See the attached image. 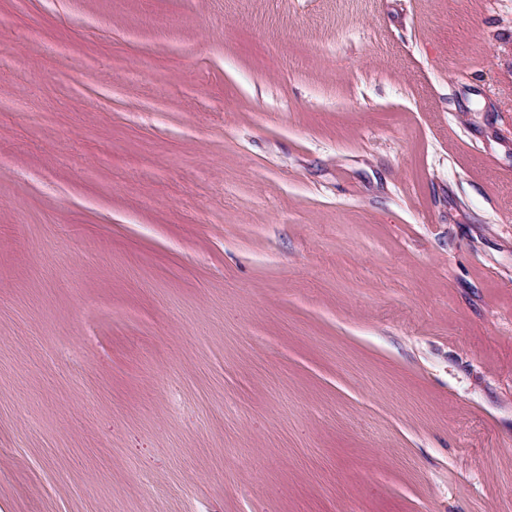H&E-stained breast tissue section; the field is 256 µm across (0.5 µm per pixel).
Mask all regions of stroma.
<instances>
[{
	"mask_svg": "<svg viewBox=\"0 0 512 512\" xmlns=\"http://www.w3.org/2000/svg\"><path fill=\"white\" fill-rule=\"evenodd\" d=\"M0 512H512V0H0Z\"/></svg>",
	"mask_w": 512,
	"mask_h": 512,
	"instance_id": "1",
	"label": "stroma"
}]
</instances>
